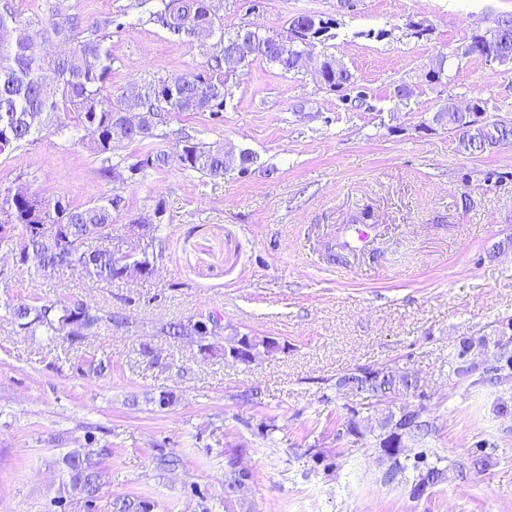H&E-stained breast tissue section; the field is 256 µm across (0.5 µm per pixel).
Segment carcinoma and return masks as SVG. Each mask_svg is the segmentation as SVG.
<instances>
[{
	"label": "carcinoma",
	"instance_id": "carcinoma-1",
	"mask_svg": "<svg viewBox=\"0 0 512 512\" xmlns=\"http://www.w3.org/2000/svg\"><path fill=\"white\" fill-rule=\"evenodd\" d=\"M220 7V0H161V7L149 12L142 22L165 30L180 43L197 41L204 31L214 35L219 30L238 68L261 59L285 72L304 69L314 47L306 39L296 37L300 29L322 44L335 24V20L319 15H298L290 22L295 35L288 36L285 43L275 35L261 33L252 23L240 25L231 32L224 31ZM112 25L109 17L83 27L78 18L59 8L51 10L46 21L32 24L19 19L12 0H0V154L31 142L34 135L58 132L66 126L65 120L70 119L87 130H96L92 149L105 156L99 175L107 181L124 183L168 166V154L161 149L138 155L131 162L112 163L115 144L142 141L130 135L133 127L148 131V140L159 139L165 136L161 126L173 112H207L220 117L230 95L229 83L236 79V75L226 71L222 57L194 72L146 81L139 85L137 95L123 94L120 103L114 104L110 91L112 54L104 46L110 36L107 29ZM493 31L496 39L491 43L483 40L480 31L471 36L469 57L486 64L496 55L512 59V19L497 21ZM55 43L66 46V50L51 56L44 47ZM452 56L456 58L458 53H441L433 58L426 77L432 82L448 78V58ZM322 81L336 91L354 85L349 70L332 57L322 61ZM471 111L484 116L485 125L468 139L457 141L459 152L483 153L512 142V125L488 117L487 102L473 101ZM431 122L455 136L461 126L471 124L467 114L435 113ZM180 163L185 170L222 178L228 172L252 167L255 160L249 150L230 155L220 144L207 145L186 135ZM125 208V200L119 194L74 206L63 197L34 193L17 181L0 187V245L12 246L17 262L39 275L57 266V246L52 243L51 230L61 224L71 237L75 257L84 264L91 280L110 284L136 278L141 268L152 266V253L148 250L118 256L105 248L83 249L85 241L114 226ZM4 308L13 322L33 336L49 332L72 341L76 335L67 330L71 323L83 325L91 335L124 326L122 318L112 312L81 301L31 304L8 300ZM222 331L224 326L220 324L210 333L200 327V321L192 319L170 321L159 327L161 335L175 341L195 342L201 348L207 336H219ZM472 342L497 346L498 365L492 370H478L467 364L458 350L452 360L454 375L470 381L472 386L512 389V316L488 323L472 337ZM343 378L352 393L370 401L368 407L379 415V432L373 435L374 441L383 439L384 429L396 417L404 428V440L412 447L424 445L435 432L424 407L401 417L384 407L392 396H405L418 388L417 378L410 371L388 367L383 372H371L358 367L343 374ZM478 447L479 454L451 460L449 465L461 474L487 471L493 459V452L487 451L491 444L482 441ZM63 465L72 488L83 496L85 507L93 508L103 485L99 452L88 450L67 455ZM410 466L419 473L417 487L421 493L445 479V469L428 461V454L422 449L411 459L390 456L382 460L381 482L393 483ZM244 479L245 476L230 471L224 479V498L233 497ZM153 509L154 503L147 499L112 501V512H153Z\"/></svg>",
	"mask_w": 512,
	"mask_h": 512
}]
</instances>
